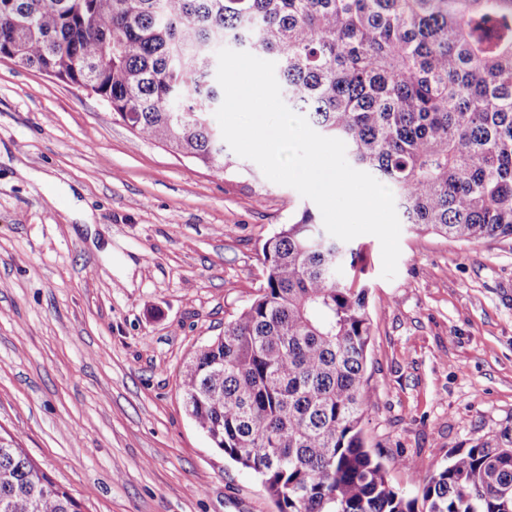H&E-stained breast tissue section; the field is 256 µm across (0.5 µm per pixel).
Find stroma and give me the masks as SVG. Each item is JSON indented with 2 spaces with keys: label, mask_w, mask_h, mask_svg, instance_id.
I'll return each mask as SVG.
<instances>
[{
  "label": "stroma",
  "mask_w": 512,
  "mask_h": 512,
  "mask_svg": "<svg viewBox=\"0 0 512 512\" xmlns=\"http://www.w3.org/2000/svg\"><path fill=\"white\" fill-rule=\"evenodd\" d=\"M303 202L260 168L213 172L95 95L0 59V429L82 512H276L196 427L179 382L259 294L262 244ZM355 243L371 287L363 431L413 497L450 450L512 434V245L405 225L387 280L379 240Z\"/></svg>",
  "instance_id": "35a3bbf8"
}]
</instances>
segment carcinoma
Returning <instances> with one entry per match:
<instances>
[{"mask_svg":"<svg viewBox=\"0 0 512 512\" xmlns=\"http://www.w3.org/2000/svg\"><path fill=\"white\" fill-rule=\"evenodd\" d=\"M222 48L271 58L288 107L389 184L414 232L512 242V0H0V58L225 173ZM261 255L264 288L185 365L181 392L277 512H512L507 434L453 450L413 498L366 446L361 251L305 208ZM0 512L81 505L0 436Z\"/></svg>","mask_w":512,"mask_h":512,"instance_id":"1","label":"carcinoma"}]
</instances>
